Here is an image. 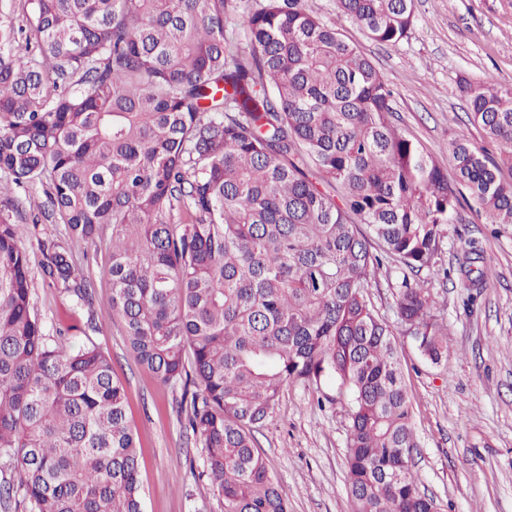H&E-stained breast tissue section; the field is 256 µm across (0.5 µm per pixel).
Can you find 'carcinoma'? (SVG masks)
<instances>
[{
    "label": "carcinoma",
    "instance_id": "obj_1",
    "mask_svg": "<svg viewBox=\"0 0 512 512\" xmlns=\"http://www.w3.org/2000/svg\"><path fill=\"white\" fill-rule=\"evenodd\" d=\"M0 24V174L38 182L68 239L41 241L42 277L78 303L93 289L69 242L99 239L106 302L139 365L187 380L188 427L224 512H288L254 432L281 388L348 398L352 512H436L397 336L448 356L438 301L444 227L464 195L512 226V86L464 82L469 117L501 149L450 144L454 179L392 125L391 92L307 0H258L224 38L226 0H23ZM338 17L396 44L413 0H336ZM14 206L0 205V498L32 512H144L124 387L96 346L66 348L34 313ZM400 269L396 320L368 290ZM480 256L458 274L482 288Z\"/></svg>",
    "mask_w": 512,
    "mask_h": 512
}]
</instances>
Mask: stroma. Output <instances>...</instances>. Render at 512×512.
Wrapping results in <instances>:
<instances>
[{"label": "stroma", "instance_id": "1", "mask_svg": "<svg viewBox=\"0 0 512 512\" xmlns=\"http://www.w3.org/2000/svg\"><path fill=\"white\" fill-rule=\"evenodd\" d=\"M307 2L371 59L392 92L394 125L441 167L451 169L448 147L460 136L489 160L499 159V146L471 123L460 84L489 78L512 84V0H414V24L394 45L338 18L335 0ZM7 199L23 230L34 311L46 334L73 347L96 345L125 388L140 441L145 512H224L202 475V445L185 428L181 386L162 384L138 365L106 302L111 282L104 243L72 245L84 278L95 287L92 305H77L41 275L40 242L64 238L65 227L34 221L44 199L40 187L22 189L0 176V202ZM472 249L484 259L486 279L474 305H465L467 290L456 277L426 283L440 296L447 361L432 364L410 337L398 339L419 440L414 471L420 491L436 500L439 512H512V226L481 223L460 208L445 228L438 260L452 269ZM316 399L308 387L284 385L275 414L256 433L257 445L290 512H350L347 405L321 407Z\"/></svg>", "mask_w": 512, "mask_h": 512}]
</instances>
